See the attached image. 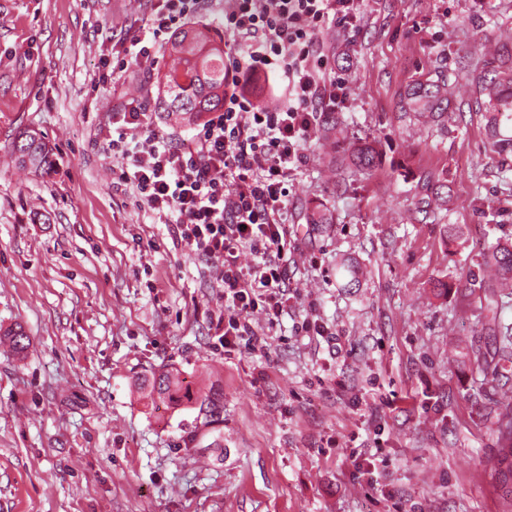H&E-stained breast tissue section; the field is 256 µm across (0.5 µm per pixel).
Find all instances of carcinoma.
Returning a JSON list of instances; mask_svg holds the SVG:
<instances>
[{
	"instance_id": "cac0c4a2",
	"label": "carcinoma",
	"mask_w": 512,
	"mask_h": 512,
	"mask_svg": "<svg viewBox=\"0 0 512 512\" xmlns=\"http://www.w3.org/2000/svg\"><path fill=\"white\" fill-rule=\"evenodd\" d=\"M171 63L159 77L157 106L183 123H194L204 115L224 107V43L204 24H196L176 32L170 41ZM494 77L487 83H479L476 96L468 103V109L486 119V127L493 150L498 154L512 152V140L500 135L503 120L512 119V55L499 50L491 62ZM448 76L438 72L435 76L411 85L401 99L402 116L423 123L442 122L453 113L454 98L448 93ZM15 160L34 171L47 170L53 163L52 153L43 139L26 133L13 145ZM349 161L361 171H371L381 163L379 151L370 141H359L350 148ZM448 188L440 174L430 172L419 178L416 184L417 210L426 215L444 202L442 190ZM309 224H331L333 218L321 203L306 213ZM483 265L490 269L492 278H473L464 288L484 293L485 310L496 321L499 308L498 289L512 288V244L497 245L484 255ZM0 335L12 349L22 354L29 348V338L19 327L0 330ZM497 346L492 359L477 357V365L484 372L495 374L506 364L512 363V335L501 332L495 337ZM141 389L150 398L167 399L171 402L182 397L199 406V414L214 416L221 408V396L216 392L198 390L191 392L181 387L179 373L163 370L144 379ZM499 448L496 464L490 476L496 482L512 483V406L507 405L496 416Z\"/></svg>"
}]
</instances>
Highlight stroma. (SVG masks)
I'll return each instance as SVG.
<instances>
[{
    "mask_svg": "<svg viewBox=\"0 0 512 512\" xmlns=\"http://www.w3.org/2000/svg\"><path fill=\"white\" fill-rule=\"evenodd\" d=\"M156 4L0 0V326L31 342L22 359L0 345V512H502L487 463L512 364L477 367L495 339L462 286L512 241V154L479 113L436 126L399 101L440 71L466 103L482 52L512 49V0H365L355 28L325 31L351 86L339 141L378 142L382 162L340 186L334 143L311 142L288 187V312L228 354L217 263L137 205L105 139L122 101L155 103L167 51L122 87L99 76ZM24 131L52 146L49 170L11 163ZM429 170L450 198L425 219ZM314 202L332 223H307ZM312 311L323 335L301 329ZM162 366L219 386V420L140 399Z\"/></svg>",
    "mask_w": 512,
    "mask_h": 512,
    "instance_id": "obj_1",
    "label": "stroma"
}]
</instances>
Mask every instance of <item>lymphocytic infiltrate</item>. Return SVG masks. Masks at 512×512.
Listing matches in <instances>:
<instances>
[{
  "label": "lymphocytic infiltrate",
  "mask_w": 512,
  "mask_h": 512,
  "mask_svg": "<svg viewBox=\"0 0 512 512\" xmlns=\"http://www.w3.org/2000/svg\"><path fill=\"white\" fill-rule=\"evenodd\" d=\"M362 0H226L224 108L191 138L155 131L142 103L112 115L109 145L119 180L136 201L171 224L176 239L220 265L225 352L261 342L251 318L275 323L288 307L286 268L291 232L288 183L305 159L322 112L350 94L324 45L331 27L348 29ZM212 0H160L125 50L121 70L149 69L163 36L206 15ZM263 74L287 100L271 109L245 97L243 76ZM253 257L241 263L243 253Z\"/></svg>",
  "instance_id": "1"
}]
</instances>
